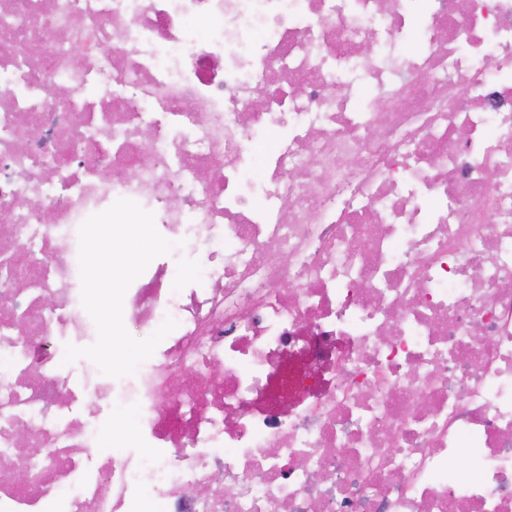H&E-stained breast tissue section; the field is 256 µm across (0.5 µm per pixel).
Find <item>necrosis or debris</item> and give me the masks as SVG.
<instances>
[{
    "mask_svg": "<svg viewBox=\"0 0 512 512\" xmlns=\"http://www.w3.org/2000/svg\"><path fill=\"white\" fill-rule=\"evenodd\" d=\"M0 84V512H512V0H0Z\"/></svg>",
    "mask_w": 512,
    "mask_h": 512,
    "instance_id": "4bbe7bcc",
    "label": "necrosis or debris"
}]
</instances>
